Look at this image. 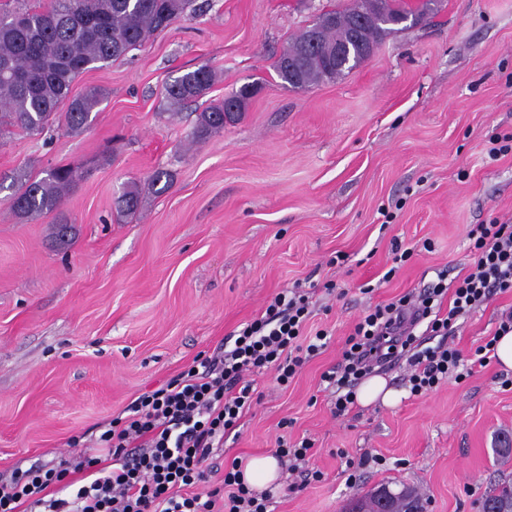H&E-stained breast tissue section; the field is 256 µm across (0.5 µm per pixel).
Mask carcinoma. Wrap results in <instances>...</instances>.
Here are the masks:
<instances>
[{
  "label": "carcinoma",
  "instance_id": "1",
  "mask_svg": "<svg viewBox=\"0 0 512 512\" xmlns=\"http://www.w3.org/2000/svg\"><path fill=\"white\" fill-rule=\"evenodd\" d=\"M190 5L191 0H53L47 9L0 11V128L18 127L38 135L59 123L72 132L83 130L101 103L103 91L91 86L73 95L76 78L141 47L152 34L182 18ZM362 13L373 19L356 28L355 17ZM330 14L332 19L319 30H314V21L292 37L273 63L277 77L295 92L308 91L352 71L343 66L337 46L342 44L369 58L381 41L409 28L402 20L412 12L404 0H351ZM215 81V72L200 66L168 85L166 97L174 104L193 102L204 97ZM257 90L256 84L244 85L200 112L196 142L237 121ZM231 99L238 103L235 112L226 109ZM81 177L78 170L62 166L40 179H23L12 196L13 214L23 219L59 211ZM139 198L138 186L127 187L117 198V216L135 214ZM350 512L423 510L418 493L405 487L386 499L373 491L356 497ZM483 512H512L511 481L486 494Z\"/></svg>",
  "mask_w": 512,
  "mask_h": 512
}]
</instances>
